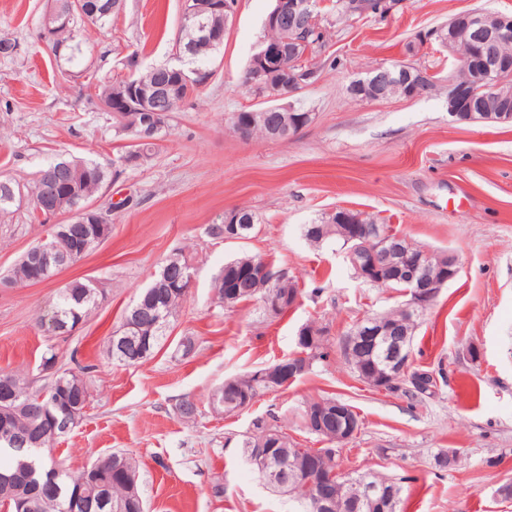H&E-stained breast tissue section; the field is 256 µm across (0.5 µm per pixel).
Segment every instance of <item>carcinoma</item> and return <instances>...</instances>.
Masks as SVG:
<instances>
[{"instance_id": "1", "label": "carcinoma", "mask_w": 512, "mask_h": 512, "mask_svg": "<svg viewBox=\"0 0 512 512\" xmlns=\"http://www.w3.org/2000/svg\"><path fill=\"white\" fill-rule=\"evenodd\" d=\"M54 44L67 51L68 59L82 53V43L76 37L73 26H62L54 32ZM182 50L183 73L173 74L167 64L148 67L136 75L110 85H95L97 96L104 105H109L113 95L120 93L123 85L139 84L149 89L165 85L169 87L168 95L153 100L152 107L162 112V126L155 138L164 137L170 129L169 121L173 113L180 111L185 100L203 85V80L212 72L210 68L212 55L219 51L217 45L200 36L197 27L186 25L181 28L179 39ZM113 123L129 140L128 150H140L152 155L153 144L138 142V130L133 123H123V117L112 115ZM61 165L69 166V174L78 184L75 195L61 197L53 202L59 214L70 213L79 209L85 202L93 200L102 191L109 178L107 165L97 161L61 159L36 173L34 178L24 185L26 194L35 201L43 196L45 176ZM241 224L242 238H251L257 229V215L250 209L231 212ZM306 240L319 246L328 240L342 242V246L351 250L359 262L369 259L363 251L362 242L353 239V234L342 232L337 215H332L316 224H307L304 229ZM244 262L267 264L260 255L243 254L224 263L216 279L215 295L217 303L231 307L242 301L262 300L268 294H300L296 284L285 273H278L267 281L255 282L240 278L237 268ZM57 273L55 267L48 269L29 267L25 257L18 262L8 274L0 277L14 285L28 286L43 282ZM161 281V272H156L151 285L143 289L134 304L124 313L120 325L103 344V353L112 360L134 365L146 361L160 351L169 337L171 318L182 307L188 296V289L181 286L171 288L156 287ZM103 292L99 291L89 280H73L61 288L52 312L55 322L73 328L77 322L87 320L98 308ZM372 319L378 322L400 324L407 333L408 342H413L419 318L405 315L402 306L386 312L375 314ZM313 335L305 342L296 345V353H307L309 358L305 373L309 374L314 365L326 358L325 345L328 342L327 327L313 322L309 325ZM126 336L129 343L125 352L118 351L115 344L117 336ZM358 377L370 386H375L372 373L368 372L370 362L368 354L363 353L352 359H345ZM279 362H274L242 377L229 379L217 387L210 398L213 412L233 415L244 408L245 398H256L281 389V383L275 377ZM424 379L425 385L419 386L406 379H401L388 387L391 392L403 391L412 397L431 395L436 383L431 381L432 374L415 370L410 376ZM7 384L14 393V400L7 404L0 403V415L5 416L13 430L14 437H43L39 444L22 447L13 441V437L0 436V507L7 504L10 510L23 505L22 512H145L139 482V471L133 457L123 452H113L97 460L79 472L72 473L64 469L49 454L59 437L55 433L51 415L65 410L80 398L79 387H87L85 381L75 373H61L44 387L45 397L34 391L26 377L20 371L0 372V385ZM318 406L333 408L336 398L326 397L308 401L300 412L304 429L322 442L333 441L328 432H317L308 425V417ZM180 419L192 422L201 414L197 404L183 398L175 404ZM238 447L255 465L260 477L274 489L296 499L303 507L301 512H377L364 497V489L359 476L339 475L335 478L336 497L326 508L314 510L315 491L300 490L304 471L298 466L301 455L326 454V464L330 471L339 469L337 457L329 455V448H301L280 424V418L273 416L267 420L258 418L251 431L240 435ZM276 447L279 454L266 456L262 449ZM371 480L380 486L395 490V495L388 512H406L405 499L402 498L400 485L385 475L373 472Z\"/></svg>"}]
</instances>
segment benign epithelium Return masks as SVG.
Instances as JSON below:
<instances>
[{"label":"benign epithelium","mask_w":512,"mask_h":512,"mask_svg":"<svg viewBox=\"0 0 512 512\" xmlns=\"http://www.w3.org/2000/svg\"><path fill=\"white\" fill-rule=\"evenodd\" d=\"M315 0H278L277 7L266 18L267 26H281L286 36L282 41L263 47L256 55L254 71L249 83L263 74V69L279 67L289 73L290 81L272 92L273 99H284L300 92L309 85L314 72L305 67L303 60L295 58L296 45L304 43L301 34L305 30L319 27L321 13ZM226 10L224 0H182V21L199 23V17L206 11L222 13ZM447 33L441 36L442 43L455 57L458 65L467 73L461 83L448 77V111L459 121L512 123V86L503 79V71L512 69V54L503 53L498 45L512 39V14L487 15L468 12L454 16L445 27ZM402 81L412 86L411 97L424 94L429 87L437 84L433 73L412 64L381 66L372 71L371 82L360 84L353 81L348 86L352 97L369 95L375 101L391 98L392 85ZM131 96L140 102L137 111L128 115L140 131V141H155L154 134L161 126L160 114L148 104L147 93L131 89ZM307 124V116L298 115L288 124L272 127V135L281 139L294 137ZM109 223L106 212L96 202L84 204L73 211L70 220L52 226L51 232L31 247L27 254L46 267L51 265L61 270L73 264V256L60 248L59 242L70 232H84L90 224ZM363 246L371 256L374 265L384 264L396 268L398 279L407 285L406 293L411 295L405 307L409 315L426 310L438 294V287L454 280L460 272L459 256L448 252V266L441 280L436 281L427 272L428 250L423 249L415 262L400 261L404 251L402 236L393 235L376 224L362 225ZM351 335L355 343L347 353L357 354L361 348L370 349L371 357L382 366L385 377L394 381L408 376L411 357L406 339L396 335L395 328L385 327L374 321H359ZM358 431L356 412L342 404L336 410V442L351 439Z\"/></svg>","instance_id":"1"}]
</instances>
